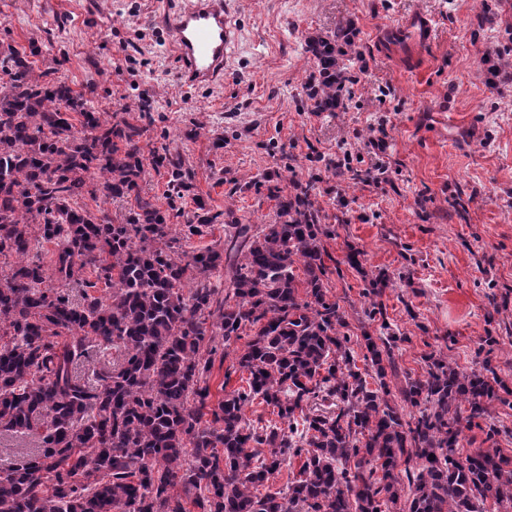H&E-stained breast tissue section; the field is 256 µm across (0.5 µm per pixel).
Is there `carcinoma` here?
Segmentation results:
<instances>
[{"label": "carcinoma", "mask_w": 512, "mask_h": 512, "mask_svg": "<svg viewBox=\"0 0 512 512\" xmlns=\"http://www.w3.org/2000/svg\"><path fill=\"white\" fill-rule=\"evenodd\" d=\"M305 51L316 63L310 110L330 112L345 66L336 39L310 37ZM37 53L0 48V432L39 440L23 464L0 469V512H190L189 503L199 512H512V456L456 454L462 428L493 442L489 406H512L490 361L465 374L437 360L425 378H406L400 393L419 411L403 418L386 399L394 336L363 335L372 389L340 335L343 313L323 283L330 230L307 193L270 190L275 221L259 233L233 225L223 252L174 250L166 237L186 187L180 158L153 157L170 174L163 211L139 190L149 127L103 120L68 82L36 78L28 56ZM99 192L128 212L117 222L96 215L83 199ZM196 207L186 228L202 237L217 216L200 199ZM41 242L57 246L50 276L30 258ZM88 266L107 297L89 293ZM221 267L224 289L199 281ZM52 276L84 287L80 299L46 286ZM210 326L225 348L252 332L212 408L218 348L202 354ZM91 348L117 352L94 383L74 372ZM237 371L247 387L228 392ZM257 398L280 424L259 432L245 419ZM295 457L286 488L261 493Z\"/></svg>", "instance_id": "1"}]
</instances>
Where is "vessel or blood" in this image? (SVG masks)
I'll list each match as a JSON object with an SVG mask.
<instances>
[{"mask_svg": "<svg viewBox=\"0 0 512 512\" xmlns=\"http://www.w3.org/2000/svg\"><path fill=\"white\" fill-rule=\"evenodd\" d=\"M160 23L185 88L223 85L226 59L238 37L227 0H183L178 8L164 9ZM400 36L399 51L418 57L434 37L430 18L423 14L409 15L400 26Z\"/></svg>", "mask_w": 512, "mask_h": 512, "instance_id": "b4317fda", "label": "vessel or blood"}]
</instances>
